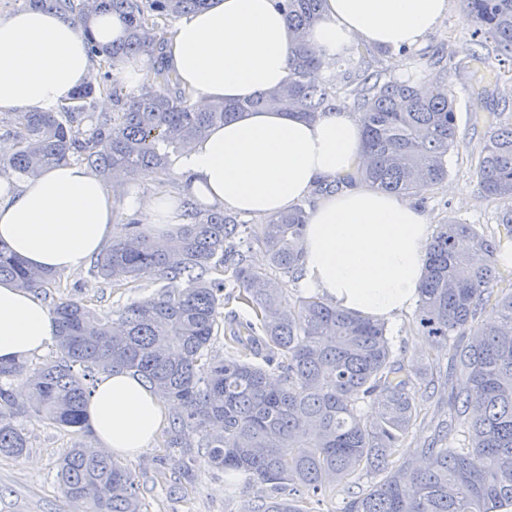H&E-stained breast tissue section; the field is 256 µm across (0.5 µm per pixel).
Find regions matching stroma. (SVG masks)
<instances>
[{"mask_svg": "<svg viewBox=\"0 0 512 512\" xmlns=\"http://www.w3.org/2000/svg\"><path fill=\"white\" fill-rule=\"evenodd\" d=\"M479 51L464 20L462 0H449L442 22L417 47L404 52L359 44L347 48L337 57L334 86L337 96L345 97L355 75L367 69L400 80L423 82L431 76V60L436 53L450 57L456 68L448 73V86L455 96L462 141L448 156V181L459 191L451 195L445 188H430L421 208L430 224L453 217L493 232L502 205L480 193L475 170L488 137L489 114H496L498 122L512 124V107H505L503 102L504 97L512 95V62L495 64L489 71L475 61ZM161 287V281L149 278L135 287H117L94 278L84 266L56 273L47 292L56 299L74 298L90 308L109 311ZM387 328L394 351L403 352L406 361L417 362L431 355L429 339L418 331L414 313L403 314ZM447 420V397L422 401L419 417L402 442L398 458H418ZM26 428L29 447L25 454L18 459L0 456V512H66L56 479L57 465L80 437L46 422L32 421ZM130 462L148 512H250L253 500L261 493L260 485L244 476L225 480L223 472L212 468L201 449L194 450L192 460L184 466L158 440L131 457Z\"/></svg>", "mask_w": 512, "mask_h": 512, "instance_id": "35a3bbf8", "label": "stroma"}]
</instances>
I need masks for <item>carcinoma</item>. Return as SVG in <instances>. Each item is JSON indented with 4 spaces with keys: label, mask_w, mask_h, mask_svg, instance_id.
Returning a JSON list of instances; mask_svg holds the SVG:
<instances>
[{
    "label": "carcinoma",
    "mask_w": 512,
    "mask_h": 512,
    "mask_svg": "<svg viewBox=\"0 0 512 512\" xmlns=\"http://www.w3.org/2000/svg\"><path fill=\"white\" fill-rule=\"evenodd\" d=\"M323 0H278L294 35L288 83L257 98L195 109L163 61L169 23L200 11L209 0H26L82 26L92 57L116 66L155 53L153 76L136 93L110 75L94 77L70 105L21 112L6 135L13 151L0 171L32 177L77 159L116 191L169 172L172 156L241 112L272 109L316 118L336 101L322 81V63L308 40ZM479 46L494 44L512 59V0H462ZM100 13L118 16L123 38L99 41ZM430 86L363 72L351 91L369 163L314 194L357 184L420 198L448 178V154L458 147L448 65L433 62ZM112 98V117H97V96ZM476 168L481 193L503 203L498 226L512 236V124H489ZM187 223L151 237L142 219L121 225L112 246L96 256L95 276L122 286L164 280L159 293L108 313L73 299L50 302L57 357L40 367L0 364V455L28 448L19 419L47 421L75 434L89 432L85 408L99 372L133 371L174 405L165 445L180 455L206 450L226 473L246 472L266 486L252 512H314L336 492L340 475L372 471L379 481L354 494L344 512H503L512 507V271L496 262V237L448 218L427 248L416 321L432 344L448 348L451 376L446 430L422 450L416 467L395 459L415 424L419 401L439 391V358L407 363L394 355L387 326L360 319L320 297L288 301L282 278H301L308 212L299 204L250 225L222 210L184 202ZM262 246L264 268L244 246ZM0 244V278L29 290L53 279ZM236 292L224 293L227 284ZM238 300L248 319L231 317V347L214 350L224 324V299ZM498 320L480 324L484 308ZM373 405L374 421L363 408ZM57 481L70 512H147L132 464L100 448L76 445L64 454Z\"/></svg>",
    "instance_id": "1"
}]
</instances>
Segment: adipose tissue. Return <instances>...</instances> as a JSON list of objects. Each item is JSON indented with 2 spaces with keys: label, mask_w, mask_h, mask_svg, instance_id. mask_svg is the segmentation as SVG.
<instances>
[{
  "label": "adipose tissue",
  "mask_w": 512,
  "mask_h": 512,
  "mask_svg": "<svg viewBox=\"0 0 512 512\" xmlns=\"http://www.w3.org/2000/svg\"><path fill=\"white\" fill-rule=\"evenodd\" d=\"M448 0H323L309 41L324 62L352 43L398 50L419 44L442 20ZM293 37L276 0H211L181 17L164 54L190 104L244 102L286 83ZM80 26L25 8L0 18V112L53 110L90 77ZM354 113L327 107L314 120L251 110L212 127L179 159L175 194L139 199L154 223L181 221L179 199H203L250 217H269L309 197L364 159ZM112 195L81 164L15 180L0 177V241L26 265L54 271L84 266L112 232ZM429 220L415 204L363 186L318 199L306 226L300 283L355 316L392 319L417 304ZM55 323L40 298L0 280V362L42 352ZM170 405L129 373H104L87 405L95 443L113 455L148 448Z\"/></svg>",
  "instance_id": "obj_1"
}]
</instances>
